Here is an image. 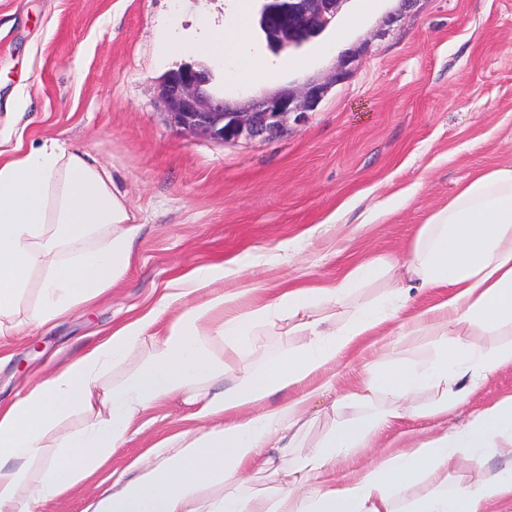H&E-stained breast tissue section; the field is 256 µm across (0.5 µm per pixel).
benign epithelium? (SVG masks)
<instances>
[{"instance_id":"obj_1","label":"benign epithelium","mask_w":512,"mask_h":512,"mask_svg":"<svg viewBox=\"0 0 512 512\" xmlns=\"http://www.w3.org/2000/svg\"><path fill=\"white\" fill-rule=\"evenodd\" d=\"M259 26L275 52L300 47L317 37L336 15L342 0H260ZM356 51L344 52L339 65L324 80H309L301 88H282L241 106H231L208 89L210 74L183 65L167 74L161 100L171 123L190 133L222 143L274 139L290 117L299 120L317 109L331 86L352 73Z\"/></svg>"}]
</instances>
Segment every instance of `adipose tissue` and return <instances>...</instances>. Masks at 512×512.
Wrapping results in <instances>:
<instances>
[{"label":"adipose tissue","instance_id":"adipose-tissue-1","mask_svg":"<svg viewBox=\"0 0 512 512\" xmlns=\"http://www.w3.org/2000/svg\"><path fill=\"white\" fill-rule=\"evenodd\" d=\"M200 51L240 84L269 81L274 70L250 52L248 20L229 29L201 19ZM137 224L111 170L89 151L46 139L0 146V336L15 329L25 292L38 282L29 325H55L109 291L137 251ZM235 261L175 277L166 305L177 318L156 337L151 355L125 380L100 389L158 320L152 308L112 329L84 355L0 403V512H33L104 467L139 417L174 396L191 405L192 426L148 449L84 512H488L512 506V393L498 396L453 432L440 426L485 383L512 368V164L468 177L446 204L417 225L404 260L374 255L334 282L270 290L256 282L195 302L197 293L235 274ZM383 282L377 296L357 293ZM435 301L409 312L413 296ZM396 325L392 350L371 373L359 407L300 457L285 485L243 491L247 474L271 470L275 454L294 448L306 403L330 389L327 373L362 341ZM285 327L298 346L235 372L259 352L258 336ZM489 336L486 344L476 334ZM223 343L216 358L214 343ZM430 391L415 418L437 434L409 447L402 405ZM347 400V401H350ZM347 401L337 400L335 409ZM84 427L56 434L68 416ZM392 433V452L351 478L337 460ZM502 458L491 466L492 458ZM478 470L466 488L453 480L461 462ZM427 482L426 493L414 487Z\"/></svg>","mask_w":512,"mask_h":512}]
</instances>
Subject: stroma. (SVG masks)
<instances>
[{
  "label": "stroma",
  "mask_w": 512,
  "mask_h": 512,
  "mask_svg": "<svg viewBox=\"0 0 512 512\" xmlns=\"http://www.w3.org/2000/svg\"><path fill=\"white\" fill-rule=\"evenodd\" d=\"M258 0H0V137L30 145L58 140L92 151L121 175L120 189L143 236L122 281L63 322L21 326L0 338V400L23 396L99 340L101 330L159 305L179 271L239 258L241 277L281 287L336 279L371 252L403 257L417 224L475 170L512 164V0H342L335 17L301 48L272 53L259 26L250 50L277 71L243 86L214 73L233 105L328 76L345 49L352 77L316 111L271 140L222 144L170 123L160 82L197 50L199 16L232 27ZM173 22L184 47L164 48ZM29 96L28 125L7 101ZM415 188L408 205L375 224L367 213ZM298 239L290 255L282 243ZM387 339L363 341L330 372L332 387L308 404L303 450L331 425V404L366 390ZM173 398L144 413L99 475L144 454L185 425Z\"/></svg>",
  "instance_id": "obj_1"
}]
</instances>
